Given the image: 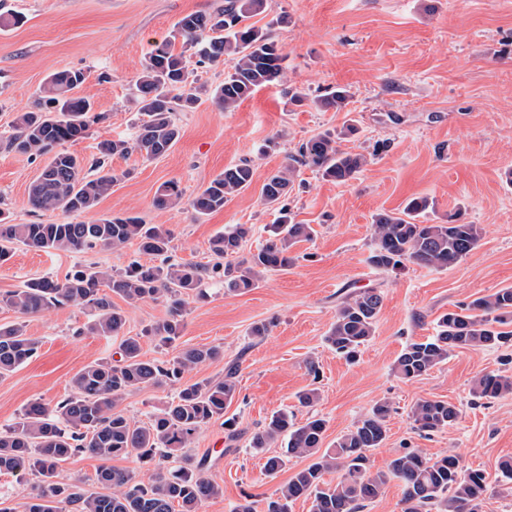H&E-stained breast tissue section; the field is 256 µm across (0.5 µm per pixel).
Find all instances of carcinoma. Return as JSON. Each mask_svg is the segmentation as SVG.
Returning a JSON list of instances; mask_svg holds the SVG:
<instances>
[{
    "label": "carcinoma",
    "mask_w": 512,
    "mask_h": 512,
    "mask_svg": "<svg viewBox=\"0 0 512 512\" xmlns=\"http://www.w3.org/2000/svg\"><path fill=\"white\" fill-rule=\"evenodd\" d=\"M266 0H224L210 13H189L177 20L169 37L157 43L146 58L134 83L133 101L146 116L138 146L149 158L166 155L180 138L175 112L194 109L202 103L204 87L197 84L190 59L203 67L228 62L224 81L208 91V99L226 112L235 110L258 88L278 84L286 78V56L262 30L247 23L263 13ZM88 78L83 69L58 71L40 88L35 110L18 115L6 147L31 158L48 156L28 188V204L35 212L60 211L59 223L12 224L0 212V262L7 261L15 245L34 250L88 252L101 247H135L157 264L131 262L126 268L90 267L77 270L60 281L51 276L33 278L22 287L0 295L5 304L22 316L50 308L82 306L93 312L87 332L118 336L126 325L125 311L103 292L107 288L129 303L163 299L169 316L157 323L150 335L163 345L173 344L183 327V297L202 294L209 278L224 279V287L247 291L267 272L285 270L295 263L293 248L311 239L308 224L288 222L285 199L292 189L297 166L315 169L327 180L347 183L369 163L362 153L340 148V135L329 131L315 134L299 144L288 163L272 172L263 188L265 204L279 208L281 224L272 238L252 255L247 265L228 258L237 253L251 227L237 224L209 242V251L220 259L211 267L171 260L172 231L148 225L134 215L112 214L92 221L80 216L91 212L112 192L125 173L110 167L112 157L131 150L128 141L104 139L96 144L91 163L69 152L64 145L81 139L94 123L103 119L93 112L85 97L70 92ZM352 93L342 87L309 98L295 92L292 102L311 103L315 108L349 111ZM92 174L84 173L85 167ZM254 170L247 162L230 165L188 201L200 218L219 211L236 195L250 187ZM158 208H175L183 203V192L175 181L160 184L154 194ZM434 207L427 197H415L400 212H380L372 224L374 248L370 262L377 268L396 270L411 262L443 270L465 257L477 246L481 228L450 218L446 224H425L419 218ZM382 304L381 293L366 290L343 300L326 336L337 354L356 358L369 342ZM512 345V288L450 311L438 321L437 334L423 341L407 342L397 357L394 370L407 381L415 380L448 360L457 349H499ZM39 341L26 334L25 322L0 325V377L14 372L38 352ZM222 356L216 346L193 347L171 360H144L138 336L122 340L120 359L95 362L71 380L73 392L53 408L35 401L16 421L0 432V474L38 478L24 512H199L207 500L222 493L202 461L188 453L193 437L213 420L224 419L229 440L238 435L236 424L224 418L236 398L235 373L219 380H204L179 387L175 398L147 424L138 425L116 410L117 402L130 391L181 382L185 373ZM475 396L487 401L512 393V377L483 373L473 383ZM392 411L386 401L377 402L348 433L331 448H323L326 421L316 415L298 424L288 412L271 416L253 433L249 448L262 454L280 437L287 439L288 454L311 459L288 482L265 501V512H289L299 498L312 500L311 512H360L365 503L378 497L392 480L403 486V512H482L488 478L480 469L466 468L459 456L445 453L428 458L408 448L387 469H373L368 452L386 438V422ZM459 409L433 399L418 401L412 409L414 428L430 434L454 425ZM90 453L103 460L133 455L152 467L148 480L121 468L103 466L95 482L104 493H89L82 482L60 479L61 464ZM337 473L336 481L325 475Z\"/></svg>",
    "instance_id": "carcinoma-1"
}]
</instances>
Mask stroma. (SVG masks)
<instances>
[{
	"label": "stroma",
	"mask_w": 512,
	"mask_h": 512,
	"mask_svg": "<svg viewBox=\"0 0 512 512\" xmlns=\"http://www.w3.org/2000/svg\"><path fill=\"white\" fill-rule=\"evenodd\" d=\"M223 3L5 0L0 5V210L12 223L64 219L58 211L32 212L28 204V186L43 159L5 147L18 113L31 107L45 79L85 69L89 78L77 93L106 116L87 137L70 143V152L88 159L101 139L136 141L142 117L131 92L145 59L181 16ZM253 22L286 55V84L259 89L231 112L206 102L177 113L181 137L172 150L158 159L136 148L113 157L112 167L123 179L89 214L94 220L131 212L145 223L163 225L173 233L172 260L203 266L213 262L208 250L213 236L247 224L252 234L234 256L239 262L257 253L278 223L280 213L264 204L262 188L302 140L352 125L355 134L340 145L369 159L345 184L300 167L288 215L314 233L296 245L295 264L265 274L244 292L225 290L220 278L205 280L206 296L188 299L184 327L173 345H160L146 334L167 318L164 301L122 305L125 332L139 337L143 358L166 361L183 349L217 346L223 357L186 374V382L220 379L228 368L236 370L238 395L226 414L236 418L238 438L229 440L218 419L191 444L192 455L207 460L209 476L222 488L200 512H233L247 494L256 512H263L266 498L307 466V459L286 457L270 476L263 458L251 454L250 437L273 413L287 409L300 422L317 414L326 421L330 445L383 399L392 412L385 441L371 452L374 468H386L407 447L430 458L451 452L465 467L487 473L484 512H512V482L497 477L499 460L512 456V394L487 402L472 393L479 374L512 376V348L459 349L412 381L394 372L406 342L435 335L442 315L512 287V182L506 178L512 172V0H267ZM291 86L313 97L345 86L353 103L347 112L299 107L289 101ZM242 160L253 166L252 184L223 210L198 218L186 208L154 206L161 183L178 181L189 199L224 167ZM417 196L435 201L431 221L456 215L480 225L476 248L442 271L412 263L392 272L375 268L369 260L374 216L399 211ZM136 258L131 247L70 253L20 245L0 265V295L31 278L62 279L91 264L120 270ZM368 288L383 297L375 335L349 362L328 347L325 336L341 300ZM90 320V310L80 306L27 317V333L40 348L0 378V431L31 402L53 406L68 397L72 377L88 364L118 359L119 338L87 333ZM260 322L268 323L269 332L256 339L250 331ZM312 387L320 398L308 410L299 406L297 395ZM174 395L173 387L147 386L126 394L117 409L143 424ZM422 399L456 405L457 423L418 434L411 410Z\"/></svg>",
	"instance_id": "obj_1"
}]
</instances>
